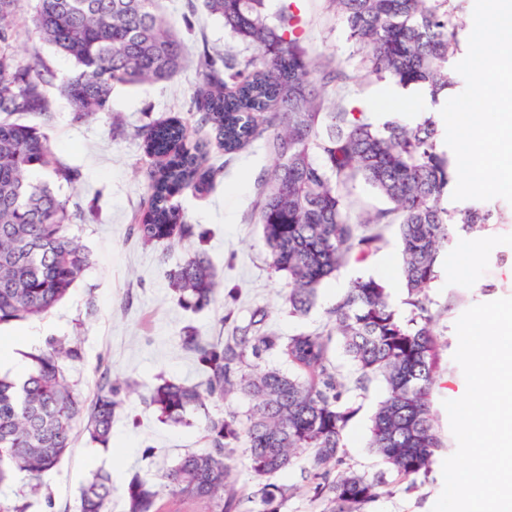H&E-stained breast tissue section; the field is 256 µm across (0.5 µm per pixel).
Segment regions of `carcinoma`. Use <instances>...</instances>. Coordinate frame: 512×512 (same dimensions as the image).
<instances>
[{
    "instance_id": "cac0c4a2",
    "label": "carcinoma",
    "mask_w": 512,
    "mask_h": 512,
    "mask_svg": "<svg viewBox=\"0 0 512 512\" xmlns=\"http://www.w3.org/2000/svg\"><path fill=\"white\" fill-rule=\"evenodd\" d=\"M265 0H207L235 38L254 46L241 61L205 50L196 60L193 93L198 124L208 126L224 154L240 153L264 138L275 164L258 183L255 213L271 268L287 278L291 315H305L321 283L344 264L366 260L396 226L401 279L410 315L403 317L389 289L359 278L338 298L324 328L288 337L273 334L263 309L230 336H203L188 326L183 351L201 366L199 384L163 381L148 401L173 424L210 399L249 401L244 415H206L208 448L188 453L164 474L169 503L187 501L209 512H283L301 494L320 512H368L390 488L413 486L444 448L436 426L433 392L443 344L434 329L428 291L441 258L458 250L460 233L476 236L489 224H512V208L480 202L453 211L445 206L457 163L443 149L438 120L396 119L374 125L363 111H324L318 67L300 44V18L282 5L274 18ZM157 0H35L31 23L39 38L71 59L74 68L58 91L78 121L105 111L116 84L166 81L186 64L185 46L156 9ZM344 18L349 39L368 72L400 86L423 84L432 102L460 84L456 61L464 56V32L473 26L449 17L465 14L468 0H330ZM23 0H0V327L48 314L90 264L86 248L69 231L66 203L49 178L67 182L77 171L64 166L31 115L52 112L44 87L54 72L36 59L19 60L13 49ZM148 171L147 208L133 232L146 243L185 240L194 226L182 223L174 198L213 182L209 142L194 140L180 120L143 127ZM371 187L387 207L351 219L348 196L356 182ZM177 300L202 309L218 295L209 257L194 252L168 273ZM339 345L354 377L332 359ZM276 354L290 372L263 368ZM77 343L50 341L27 355L18 381L0 374V486L24 473L37 479L52 470L86 419L91 442L105 447L129 381L103 383L88 402L66 380L61 361H78ZM384 395L369 428L368 448L384 465L369 476L348 463L344 433L358 407L352 400L372 381ZM245 449L254 485L235 486V454ZM308 452L305 485L275 481L297 451ZM161 492L141 481L127 490L128 512H163ZM109 475L95 472L82 487L78 512H107Z\"/></svg>"
}]
</instances>
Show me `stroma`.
<instances>
[{
    "label": "stroma",
    "instance_id": "obj_1",
    "mask_svg": "<svg viewBox=\"0 0 512 512\" xmlns=\"http://www.w3.org/2000/svg\"><path fill=\"white\" fill-rule=\"evenodd\" d=\"M297 4L307 54L320 67L335 68L344 75L338 101L341 108H367L378 125L406 119L411 111H433L426 98L413 100L405 111L380 107L383 84L367 74L342 16L329 0H297ZM159 8L184 39L189 57L171 80L114 86L107 109L85 122L74 120L69 103L56 86L47 88L54 112L42 130L57 156L79 174L76 182L57 180L53 187L73 215L70 232L85 245L90 264L70 294L49 314L0 328V337L5 339L34 335L33 345H17L19 356L33 347L45 348L52 338L77 342L80 360L64 361L63 367L68 381L84 398H93L105 377L128 378L134 385L114 419L108 447L91 443L85 432H78L70 453L41 477L42 497H28L29 478L25 475L0 487V504L8 507L24 504L27 512H77L81 487L92 473L104 471L112 477L113 502L125 512L132 478L160 487L162 474L181 456L205 449L206 414L230 408L242 414L249 407L248 399L241 395L227 403L211 401L206 412L190 414L188 424L182 426L162 420L149 407L148 390L160 380L198 382L203 378L198 363L180 348L185 327H194L205 336H228L234 326L246 325L251 313L261 308L268 314L269 327L279 335L319 331L335 302L336 285L368 277L384 282L389 270L399 266L397 236L391 231L368 260L347 263L326 279L306 315H290L285 302L286 279L271 269L261 228L253 218L257 183L274 163L261 139L230 158L212 150L210 164L222 169L215 182L205 192L177 195L185 223L204 231L203 239L146 244L132 233L131 227L144 209L146 171L151 165L139 129L176 116L194 135L212 138L210 128L200 126L191 110L197 82L194 61L206 48L227 50L242 59L253 53L225 30L222 19L207 11L204 0H159ZM14 50L26 61L41 58L60 80L73 68L70 59L24 25L19 28ZM197 250L208 255L224 293L210 306L191 312L178 304L167 273ZM507 258L503 251L486 252L462 277L454 279L449 278L447 266H440L429 291L435 330L444 343L434 407L438 430L451 451L457 443L443 403L459 399L466 391L464 374L453 359L458 346L455 324L471 306L512 295V284L497 280ZM382 395L381 383L374 381L367 392L355 397L359 412L344 435L350 464L369 475L383 469L367 447L370 418ZM443 486L442 465L437 462L414 488L396 487L393 494L372 503L369 512H432Z\"/></svg>",
    "mask_w": 512,
    "mask_h": 512
}]
</instances>
